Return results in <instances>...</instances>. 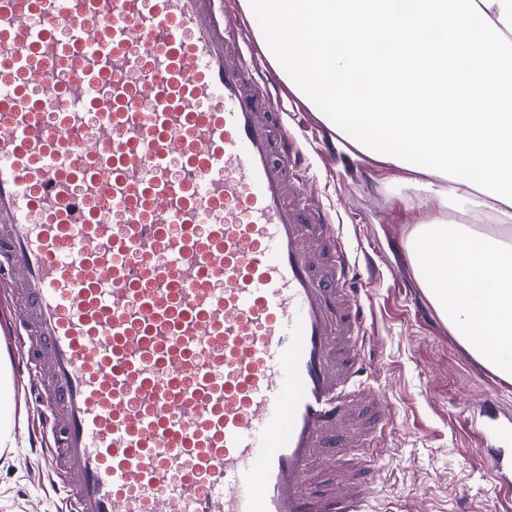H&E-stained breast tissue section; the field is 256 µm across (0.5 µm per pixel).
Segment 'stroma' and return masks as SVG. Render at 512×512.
Returning <instances> with one entry per match:
<instances>
[{
    "label": "stroma",
    "instance_id": "obj_1",
    "mask_svg": "<svg viewBox=\"0 0 512 512\" xmlns=\"http://www.w3.org/2000/svg\"><path fill=\"white\" fill-rule=\"evenodd\" d=\"M289 124L302 132L305 180L340 226L353 256L370 253L378 275L362 295L367 345L376 353L372 386L397 416L375 455L376 512H502L487 454L465 432L476 399L498 395L512 416V384L492 376L461 347L419 288L405 259L411 229L425 220L399 172L358 160L291 90ZM0 512H60L38 453L23 444L0 455Z\"/></svg>",
    "mask_w": 512,
    "mask_h": 512
}]
</instances>
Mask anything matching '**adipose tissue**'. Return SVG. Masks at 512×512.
I'll return each mask as SVG.
<instances>
[{
    "label": "adipose tissue",
    "mask_w": 512,
    "mask_h": 512,
    "mask_svg": "<svg viewBox=\"0 0 512 512\" xmlns=\"http://www.w3.org/2000/svg\"><path fill=\"white\" fill-rule=\"evenodd\" d=\"M288 53V87L407 175L432 217L407 241L449 333L512 384V0H245ZM463 197L497 227L452 224Z\"/></svg>",
    "instance_id": "1"
}]
</instances>
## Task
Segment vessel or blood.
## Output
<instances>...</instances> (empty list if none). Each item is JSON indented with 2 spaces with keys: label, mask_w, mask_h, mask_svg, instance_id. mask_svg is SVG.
<instances>
[{
  "label": "vessel or blood",
  "mask_w": 512,
  "mask_h": 512,
  "mask_svg": "<svg viewBox=\"0 0 512 512\" xmlns=\"http://www.w3.org/2000/svg\"><path fill=\"white\" fill-rule=\"evenodd\" d=\"M249 29L226 0H0V341L66 512H372L370 454L324 470L395 413Z\"/></svg>",
  "instance_id": "1"
}]
</instances>
